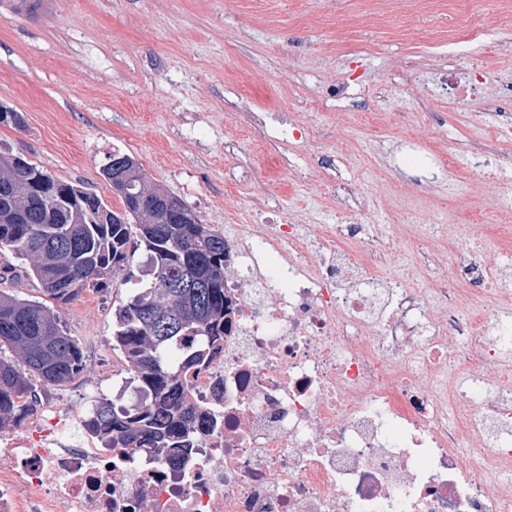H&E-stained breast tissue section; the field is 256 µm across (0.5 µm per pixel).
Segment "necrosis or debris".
I'll return each mask as SVG.
<instances>
[{
  "label": "necrosis or debris",
  "instance_id": "1",
  "mask_svg": "<svg viewBox=\"0 0 512 512\" xmlns=\"http://www.w3.org/2000/svg\"><path fill=\"white\" fill-rule=\"evenodd\" d=\"M481 74L450 73L452 107L512 40L482 24ZM476 149L484 179L512 172V113ZM342 224L273 221L263 196L224 208V351L188 378L209 432L172 468L159 450L75 438L73 414L34 412L0 436V512H512V283L496 253L450 249L447 272L412 288L382 268L389 247L344 178L322 183ZM512 249V193L471 208ZM284 259L268 267L270 253ZM459 374L443 376L448 363Z\"/></svg>",
  "mask_w": 512,
  "mask_h": 512
}]
</instances>
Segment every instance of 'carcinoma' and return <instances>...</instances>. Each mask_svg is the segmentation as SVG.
<instances>
[{"mask_svg": "<svg viewBox=\"0 0 512 512\" xmlns=\"http://www.w3.org/2000/svg\"><path fill=\"white\" fill-rule=\"evenodd\" d=\"M110 159L122 161L117 183L111 162L102 169L120 210L0 148V248L28 261L29 275L60 305L106 285L144 248L139 278H122L136 288L119 298L112 332V350L125 358L142 400L118 410L104 402L87 427L112 448H163L183 465L199 426L184 382L224 348V235L190 206L172 209L175 194L151 186L132 156L115 152ZM182 281L204 287H170ZM2 343L15 356H0V429L34 413L37 400L28 394L35 383L60 386L84 370L82 349L62 329L58 308L41 301L0 293Z\"/></svg>", "mask_w": 512, "mask_h": 512, "instance_id": "1", "label": "carcinoma"}]
</instances>
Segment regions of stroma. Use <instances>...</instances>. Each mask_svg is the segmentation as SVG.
<instances>
[{"mask_svg": "<svg viewBox=\"0 0 512 512\" xmlns=\"http://www.w3.org/2000/svg\"><path fill=\"white\" fill-rule=\"evenodd\" d=\"M367 0H44L32 14L0 0V103L21 112L24 125L0 123V143L55 178L97 193L112 208L122 202L103 178L113 152L131 155L151 185L179 195L203 223L224 228V184H237L239 207L266 195L280 213H306L313 224L342 220L319 185L323 155L347 149L343 174L375 205L386 236L417 219L457 236V219L476 173L461 162L437 204L424 206L417 181L423 154L435 145L466 150L488 136L497 107L474 97L450 111L437 80L455 65L444 36L464 32L454 14H430L414 29L399 12L383 27L366 25ZM358 73L347 98L307 102L305 92ZM269 117L263 129L236 123L239 94ZM324 131L304 140L293 123ZM416 140L415 150L384 167L369 140ZM235 141L233 153L224 144ZM311 170L309 182H289L276 155ZM27 261L0 249V291L41 298ZM385 273L425 287L436 266L419 264L405 241ZM120 288H88L61 305L62 325L80 344L87 367L71 381L42 389L44 407L65 403L76 434L98 402L124 404L126 364L112 349Z\"/></svg>", "mask_w": 512, "mask_h": 512, "instance_id": "obj_1", "label": "stroma"}]
</instances>
